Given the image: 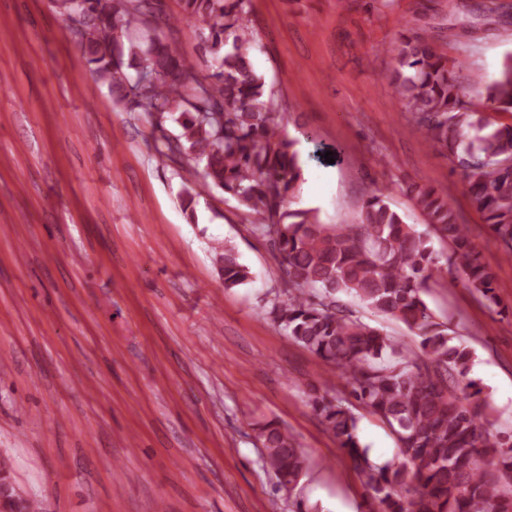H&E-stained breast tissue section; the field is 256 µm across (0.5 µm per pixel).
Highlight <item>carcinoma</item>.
Wrapping results in <instances>:
<instances>
[{"mask_svg": "<svg viewBox=\"0 0 512 512\" xmlns=\"http://www.w3.org/2000/svg\"><path fill=\"white\" fill-rule=\"evenodd\" d=\"M183 19L206 44L213 71L199 74L174 42L162 38L170 16L160 0H71L68 13H88L79 45L86 64L157 129L176 115L180 133L162 135L163 155L206 188L224 192L269 242L284 289L268 316L295 343L336 367L349 397L311 386L308 403L349 457L368 493L365 512H512V433L490 439V404L469 378L473 353L437 320L424 295L429 281L464 276L487 305L498 303L494 279L466 226L431 186L406 185L427 231L393 210L382 190L365 200L359 221L334 228L313 209L287 200L304 181L296 142L283 135L276 91L252 64L256 45L251 0H181ZM389 82L414 127L443 151L469 186L474 205L512 256V125L494 126L486 112H512V57L485 86L483 109L465 101L460 63L433 40L399 33L387 48ZM448 250L438 265L432 239ZM224 287L250 271L235 251L218 247ZM353 295L374 314L402 322L421 338L411 353L384 330L347 311ZM369 414L394 435L404 462L376 463L359 437ZM263 466L293 490L308 468L305 453L279 425L258 427Z\"/></svg>", "mask_w": 512, "mask_h": 512, "instance_id": "1", "label": "carcinoma"}]
</instances>
